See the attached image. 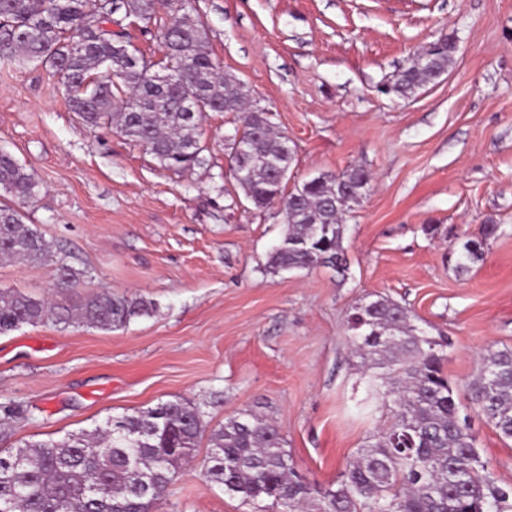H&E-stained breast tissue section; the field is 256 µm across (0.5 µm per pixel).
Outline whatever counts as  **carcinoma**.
<instances>
[{
  "instance_id": "obj_1",
  "label": "carcinoma",
  "mask_w": 512,
  "mask_h": 512,
  "mask_svg": "<svg viewBox=\"0 0 512 512\" xmlns=\"http://www.w3.org/2000/svg\"><path fill=\"white\" fill-rule=\"evenodd\" d=\"M0 0V61L48 69L66 88L69 110L90 130L110 125L148 149L167 170L203 162L200 127L207 112H236L240 143L248 146L246 178L237 181L255 208L279 205L285 232L268 256L272 273L319 266L345 271L343 216L359 202L370 172L353 165L337 176L319 175L287 189L275 166L291 164L287 137L273 132L269 115L248 108L249 89L221 70L208 32L181 0ZM157 25L165 63L148 59L114 15ZM456 41L445 37L415 53L383 84L386 95L409 98L448 72ZM187 71H181L183 63ZM0 260L40 267L51 260L42 232L17 205L32 201L39 184L0 150ZM499 231L482 224L457 249L463 274L483 260ZM54 288H74L83 273L60 263ZM152 303L109 290L70 308L46 297L0 292V334L51 322L104 330L148 316ZM348 339L369 370L380 371L382 397L392 408L389 426L348 461L336 487L296 477L281 429L245 411L207 429L201 407L182 398L131 414L112 415L91 430L60 440H27L0 448V512H154L181 467L196 458L208 436L203 475L254 512H512V490L498 486L481 460L475 437L459 417V390L443 373L442 337L412 323L409 310L380 296L353 309ZM466 392L512 440V348L490 350Z\"/></svg>"
}]
</instances>
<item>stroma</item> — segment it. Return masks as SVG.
<instances>
[{
	"mask_svg": "<svg viewBox=\"0 0 512 512\" xmlns=\"http://www.w3.org/2000/svg\"><path fill=\"white\" fill-rule=\"evenodd\" d=\"M224 71L268 109L295 150L291 179L372 175L347 216L345 275L276 274L278 206L247 202L229 166L233 112L207 113L204 161L183 172L110 127L88 130L57 78L0 63V148L39 183L25 221L83 270L50 292L55 265L0 262V289L72 305L104 289L151 315L104 331L26 326L0 335V402L21 405L8 441L58 440L176 397L209 426L243 411L282 430L307 481L336 484L390 413L348 345L352 308L382 295L448 341L444 373L465 386L487 350L512 348V0H194ZM456 39L452 69L409 99L380 87L421 47ZM498 224L484 259L455 270L444 231ZM440 229L425 233L426 225ZM476 446L512 488V440L461 399ZM158 512H251L185 465Z\"/></svg>",
	"mask_w": 512,
	"mask_h": 512,
	"instance_id": "obj_1",
	"label": "stroma"
}]
</instances>
